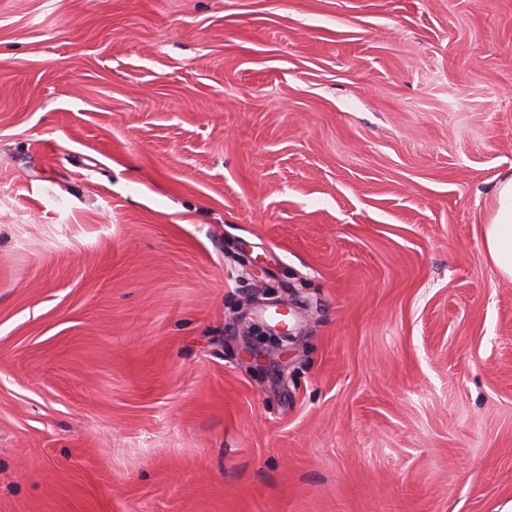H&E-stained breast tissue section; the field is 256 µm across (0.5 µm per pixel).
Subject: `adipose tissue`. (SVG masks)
Wrapping results in <instances>:
<instances>
[{"mask_svg":"<svg viewBox=\"0 0 512 512\" xmlns=\"http://www.w3.org/2000/svg\"><path fill=\"white\" fill-rule=\"evenodd\" d=\"M485 251L498 273L512 279V176L502 178L495 191V208L484 228Z\"/></svg>","mask_w":512,"mask_h":512,"instance_id":"ef3b65f1","label":"adipose tissue"}]
</instances>
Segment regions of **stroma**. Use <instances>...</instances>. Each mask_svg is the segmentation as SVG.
Instances as JSON below:
<instances>
[{
    "mask_svg": "<svg viewBox=\"0 0 512 512\" xmlns=\"http://www.w3.org/2000/svg\"><path fill=\"white\" fill-rule=\"evenodd\" d=\"M509 174L512 0H0V512H502ZM485 251L498 273L512 279V176L502 178L495 191V208L484 228Z\"/></svg>",
    "mask_w": 512,
    "mask_h": 512,
    "instance_id": "35a3bbf8",
    "label": "stroma"
}]
</instances>
